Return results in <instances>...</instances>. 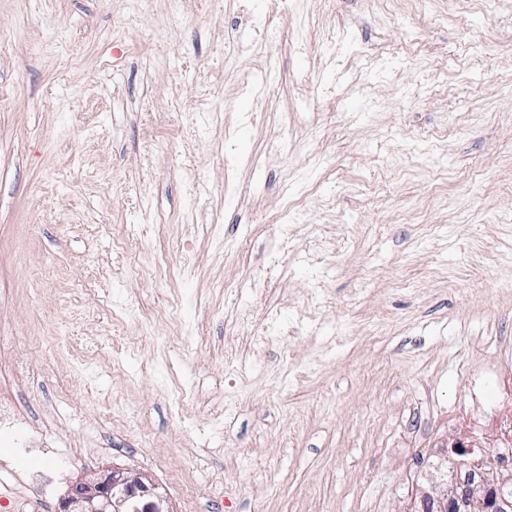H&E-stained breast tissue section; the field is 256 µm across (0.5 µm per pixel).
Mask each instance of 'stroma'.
<instances>
[{"label": "stroma", "mask_w": 512, "mask_h": 512, "mask_svg": "<svg viewBox=\"0 0 512 512\" xmlns=\"http://www.w3.org/2000/svg\"><path fill=\"white\" fill-rule=\"evenodd\" d=\"M0 334V512H415L504 441L512 8L0 0ZM55 512H173L165 490L142 474L100 470L70 485Z\"/></svg>", "instance_id": "stroma-1"}]
</instances>
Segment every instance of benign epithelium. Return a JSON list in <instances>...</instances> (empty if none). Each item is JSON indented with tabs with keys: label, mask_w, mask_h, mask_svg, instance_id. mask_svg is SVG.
Masks as SVG:
<instances>
[{
	"label": "benign epithelium",
	"mask_w": 512,
	"mask_h": 512,
	"mask_svg": "<svg viewBox=\"0 0 512 512\" xmlns=\"http://www.w3.org/2000/svg\"><path fill=\"white\" fill-rule=\"evenodd\" d=\"M435 512H483L484 500L474 492L448 499L439 491L432 496ZM56 512H173L167 493L142 474L106 469L88 480L70 485Z\"/></svg>",
	"instance_id": "obj_1"
}]
</instances>
